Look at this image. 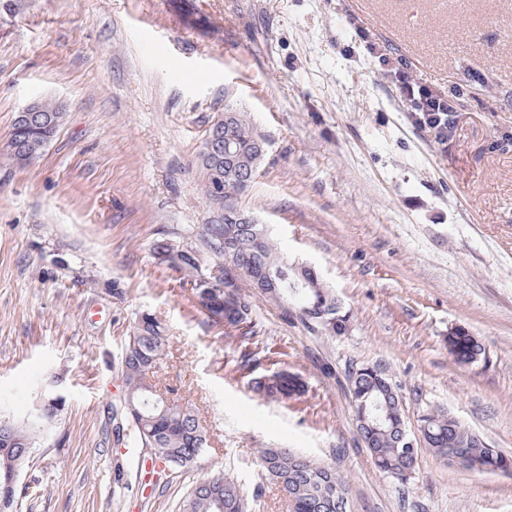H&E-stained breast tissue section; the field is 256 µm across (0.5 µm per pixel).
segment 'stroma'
Wrapping results in <instances>:
<instances>
[{"instance_id":"1","label":"stroma","mask_w":512,"mask_h":512,"mask_svg":"<svg viewBox=\"0 0 512 512\" xmlns=\"http://www.w3.org/2000/svg\"><path fill=\"white\" fill-rule=\"evenodd\" d=\"M371 44L455 102L451 139L413 125ZM37 100L64 118L22 165L6 143ZM228 107L265 141L239 206L349 315L332 335L254 295L260 370L308 384L284 404L254 397L240 341L152 254L165 237L210 262L197 157ZM142 313L169 336L158 388L211 441L197 467L147 479L110 421ZM456 328L485 361L454 364ZM366 365L409 427L439 408L512 458V0H0V415L24 418L53 382L65 400L17 512H179L206 473L253 491L269 446L335 462L351 512H512V476L424 447L408 483L378 471L348 393Z\"/></svg>"}]
</instances>
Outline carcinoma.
Listing matches in <instances>:
<instances>
[{
	"instance_id": "carcinoma-1",
	"label": "carcinoma",
	"mask_w": 512,
	"mask_h": 512,
	"mask_svg": "<svg viewBox=\"0 0 512 512\" xmlns=\"http://www.w3.org/2000/svg\"><path fill=\"white\" fill-rule=\"evenodd\" d=\"M40 118L34 123H13L10 153L20 164L30 162L56 135L62 112L46 101L37 103ZM224 135V150L233 161L213 164L200 154L204 187L211 203L222 211L232 208L241 216L237 197L246 191V171L257 175L263 154L262 138L244 113L227 108L218 115ZM228 214L224 221L202 227L205 244L213 262L203 266L199 258L162 238L153 250L169 268L191 277L195 306L214 326L227 335L250 340L257 335L251 294L211 276L227 271L232 263L250 279L253 287L275 301L289 319L297 318L311 329L321 328L341 334L349 317L332 290L326 288L312 270L281 253L263 224H239ZM169 346L164 325L151 314H142L135 323L121 360L123 401L121 422L124 437L133 448H148L151 457L170 470L195 466L210 448L199 414L190 407L169 404L159 394L155 373ZM448 354L455 364L469 367L485 359L479 340L463 330H452L446 338ZM255 396L266 402H286L305 392L301 378L286 370L263 373L250 380ZM349 393L358 437L370 452L378 470L403 484L412 478L418 454H407L398 443L400 428L406 425L402 402L386 371L376 365L362 366L349 377ZM48 424L46 420H14L0 416V430H6L19 446L34 453L36 440ZM423 445L440 460L457 464L472 473L512 470V461L488 447L447 412L427 408L417 420ZM29 458L0 453V496L13 489L14 499L22 490L9 485L13 469H22ZM263 482L276 486L288 512H350L349 489L336 467L290 448L269 447L259 451ZM252 505L241 485L222 473L206 474L194 482L184 497L181 512H251Z\"/></svg>"
}]
</instances>
